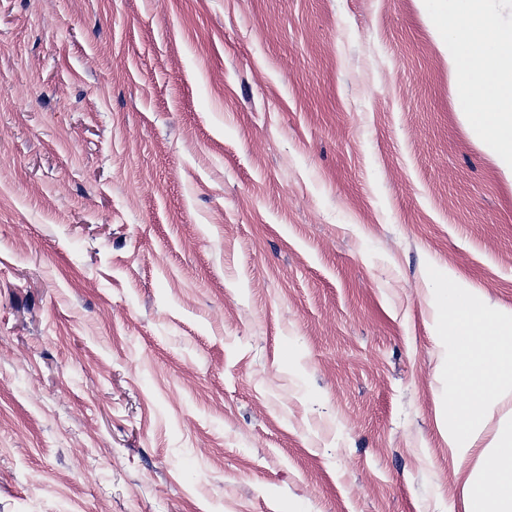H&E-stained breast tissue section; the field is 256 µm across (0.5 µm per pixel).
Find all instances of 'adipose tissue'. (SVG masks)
<instances>
[{
	"instance_id": "adipose-tissue-1",
	"label": "adipose tissue",
	"mask_w": 512,
	"mask_h": 512,
	"mask_svg": "<svg viewBox=\"0 0 512 512\" xmlns=\"http://www.w3.org/2000/svg\"><path fill=\"white\" fill-rule=\"evenodd\" d=\"M488 0H448L432 19L443 38L472 133L512 178V26L498 24ZM494 477L464 489V512H512V417L501 419L481 457Z\"/></svg>"
}]
</instances>
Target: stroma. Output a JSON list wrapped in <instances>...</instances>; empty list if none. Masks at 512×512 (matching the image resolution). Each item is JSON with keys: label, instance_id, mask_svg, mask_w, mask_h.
Returning a JSON list of instances; mask_svg holds the SVG:
<instances>
[{"label": "stroma", "instance_id": "obj_1", "mask_svg": "<svg viewBox=\"0 0 512 512\" xmlns=\"http://www.w3.org/2000/svg\"><path fill=\"white\" fill-rule=\"evenodd\" d=\"M425 0H0V512H462L428 267L512 310V181Z\"/></svg>", "mask_w": 512, "mask_h": 512}]
</instances>
